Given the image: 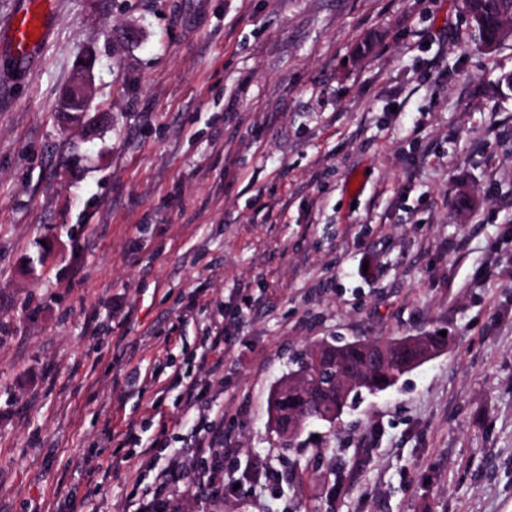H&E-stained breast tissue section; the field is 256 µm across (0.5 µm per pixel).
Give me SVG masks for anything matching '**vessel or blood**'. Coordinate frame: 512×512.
Listing matches in <instances>:
<instances>
[{
	"mask_svg": "<svg viewBox=\"0 0 512 512\" xmlns=\"http://www.w3.org/2000/svg\"><path fill=\"white\" fill-rule=\"evenodd\" d=\"M52 4L53 0H27L25 7L0 31V47L16 64H24L32 56L37 41L46 38Z\"/></svg>",
	"mask_w": 512,
	"mask_h": 512,
	"instance_id": "obj_1",
	"label": "vessel or blood"
}]
</instances>
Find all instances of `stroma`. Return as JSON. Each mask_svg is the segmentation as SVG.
Here are the masks:
<instances>
[{
    "label": "stroma",
    "instance_id": "obj_1",
    "mask_svg": "<svg viewBox=\"0 0 512 512\" xmlns=\"http://www.w3.org/2000/svg\"><path fill=\"white\" fill-rule=\"evenodd\" d=\"M90 48L91 133L58 111ZM509 74L458 0H55L0 55V512H128L173 458L212 512L217 414L223 512H512ZM422 331L283 448L294 352ZM52 0H28L3 30L7 55L19 65L24 64L33 54L37 45L47 36L49 31V13ZM27 30H32L36 42L29 41ZM213 336H205L206 350L201 355L203 363L208 364L209 358L211 360V368L218 370L224 366V344H227L224 339V329L215 328V331H211Z\"/></svg>",
    "mask_w": 512,
    "mask_h": 512
}]
</instances>
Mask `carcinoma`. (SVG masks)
I'll list each match as a JSON object with an SVG mask.
<instances>
[{
    "mask_svg": "<svg viewBox=\"0 0 512 512\" xmlns=\"http://www.w3.org/2000/svg\"><path fill=\"white\" fill-rule=\"evenodd\" d=\"M460 7L483 47L508 39L512 0H460ZM406 340H336L306 347L293 359L297 369L278 384V409L299 420L308 414L311 423L322 410H334L339 417L365 396L394 387L419 357L445 345L444 337L430 332L414 344Z\"/></svg>",
    "mask_w": 512,
    "mask_h": 512,
    "instance_id": "obj_1",
    "label": "carcinoma"
}]
</instances>
